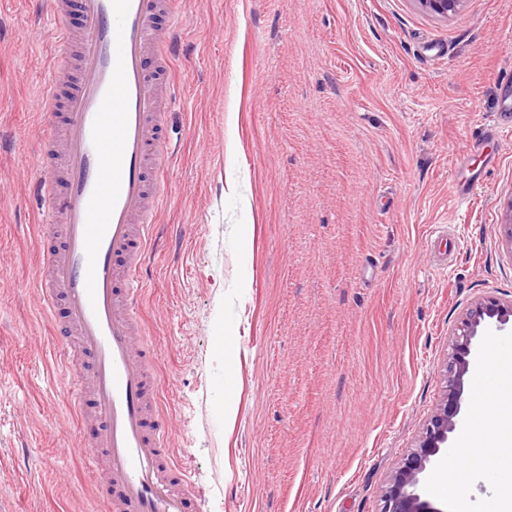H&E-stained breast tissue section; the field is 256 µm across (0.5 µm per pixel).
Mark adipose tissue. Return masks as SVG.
<instances>
[{
	"mask_svg": "<svg viewBox=\"0 0 512 512\" xmlns=\"http://www.w3.org/2000/svg\"><path fill=\"white\" fill-rule=\"evenodd\" d=\"M473 422L461 434L459 452L474 455L478 466L512 472V365L495 374L491 393L477 392Z\"/></svg>",
	"mask_w": 512,
	"mask_h": 512,
	"instance_id": "ef3b65f1",
	"label": "adipose tissue"
}]
</instances>
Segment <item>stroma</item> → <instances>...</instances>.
I'll list each match as a JSON object with an SVG mask.
<instances>
[{"mask_svg": "<svg viewBox=\"0 0 512 512\" xmlns=\"http://www.w3.org/2000/svg\"><path fill=\"white\" fill-rule=\"evenodd\" d=\"M173 153L140 310L199 512H379L450 333L512 299V0H177ZM48 0H0V512H103L35 285ZM237 115L235 140L226 134ZM477 186L456 207L455 174ZM249 225L247 247L239 225ZM225 335L229 363L214 355ZM477 387L512 363L482 337ZM418 8L439 17L448 19L456 14L466 0H413Z\"/></svg>", "mask_w": 512, "mask_h": 512, "instance_id": "stroma-1", "label": "stroma"}]
</instances>
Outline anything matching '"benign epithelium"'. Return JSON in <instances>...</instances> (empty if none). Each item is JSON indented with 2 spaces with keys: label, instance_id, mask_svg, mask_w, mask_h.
<instances>
[{
  "label": "benign epithelium",
  "instance_id": "benign-epithelium-1",
  "mask_svg": "<svg viewBox=\"0 0 512 512\" xmlns=\"http://www.w3.org/2000/svg\"><path fill=\"white\" fill-rule=\"evenodd\" d=\"M418 8L439 17L456 14L466 0H413ZM512 324V300L492 296L475 300L461 316L451 337L444 365L445 393L425 424L415 448L394 467L382 495L380 512H443L422 499L419 490L442 459L450 434L459 424L465 377L478 339Z\"/></svg>",
  "mask_w": 512,
  "mask_h": 512
}]
</instances>
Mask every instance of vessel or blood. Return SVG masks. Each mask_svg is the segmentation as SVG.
<instances>
[{"mask_svg": "<svg viewBox=\"0 0 512 512\" xmlns=\"http://www.w3.org/2000/svg\"><path fill=\"white\" fill-rule=\"evenodd\" d=\"M51 4L54 60L78 59L66 85L48 79L38 100L52 123L33 183L47 237L36 286L65 362L84 363L85 379L66 390L95 431L75 432L76 451L108 512H193L139 307L170 158L173 30L163 0H79L76 47L68 0Z\"/></svg>", "mask_w": 512, "mask_h": 512, "instance_id": "vessel-or-blood-1", "label": "vessel or blood"}]
</instances>
